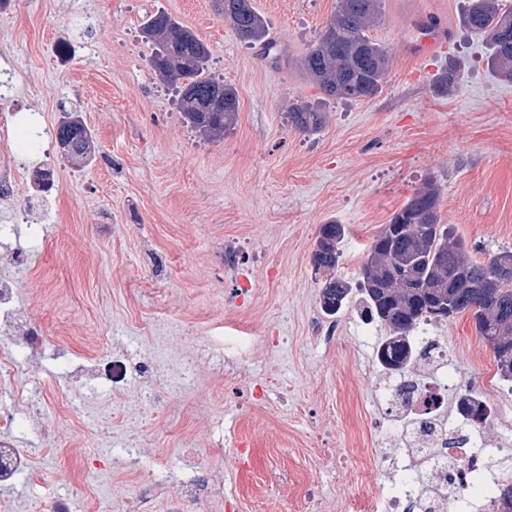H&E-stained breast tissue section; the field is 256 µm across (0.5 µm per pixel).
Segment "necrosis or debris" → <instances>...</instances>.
<instances>
[{
	"label": "necrosis or debris",
	"instance_id": "1",
	"mask_svg": "<svg viewBox=\"0 0 512 512\" xmlns=\"http://www.w3.org/2000/svg\"><path fill=\"white\" fill-rule=\"evenodd\" d=\"M418 343L425 371L385 375L375 391L401 448L391 482L357 498V512H476L475 499H492L504 479L494 468L504 449L487 447L453 398L460 384L448 368L447 346L426 328Z\"/></svg>",
	"mask_w": 512,
	"mask_h": 512
}]
</instances>
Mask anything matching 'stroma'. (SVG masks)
Returning a JSON list of instances; mask_svg holds the SVG:
<instances>
[{
  "mask_svg": "<svg viewBox=\"0 0 512 512\" xmlns=\"http://www.w3.org/2000/svg\"><path fill=\"white\" fill-rule=\"evenodd\" d=\"M400 2L383 0L370 32L392 51L380 92L325 102L298 60L338 0H252L291 49L284 68L260 63L211 0H0V170L12 179L0 286L41 338L32 350L0 337V416L12 421L0 442L26 454L0 483V512H130L140 498L146 512H304L308 488L323 512H350L362 479L383 481L374 462L396 448L373 403L386 329L362 333L355 301L321 311L320 224H344L337 274L356 280L431 177L443 223L481 245L475 260L512 248V83L462 26L463 0H421L453 37L410 57ZM161 10L238 91L223 140L191 131L148 66L141 28ZM451 59L455 89L436 94ZM295 101L322 104L326 126L290 130ZM66 109L92 135L86 159L50 135ZM438 334L466 387L499 385L469 314ZM275 468L288 481L271 485Z\"/></svg>",
  "mask_w": 512,
  "mask_h": 512,
  "instance_id": "1",
  "label": "stroma"
}]
</instances>
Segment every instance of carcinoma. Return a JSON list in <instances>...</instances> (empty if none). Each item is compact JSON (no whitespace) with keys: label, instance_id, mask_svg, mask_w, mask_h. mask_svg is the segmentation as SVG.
<instances>
[{"label":"carcinoma","instance_id":"1","mask_svg":"<svg viewBox=\"0 0 512 512\" xmlns=\"http://www.w3.org/2000/svg\"><path fill=\"white\" fill-rule=\"evenodd\" d=\"M381 3L339 0L317 40L308 45L299 67L324 98L359 101L381 90L391 53L369 35L380 19ZM212 7L247 47L272 44L267 23L252 0H212ZM462 24L486 38L492 50L491 69L498 79L512 82V6L504 0H465ZM141 32L152 45L150 68L175 92L183 122L206 140L223 139L235 124L239 100L224 77L211 73L206 43L163 11L149 16ZM457 79V63L450 61L434 89L448 94ZM285 118L290 129L310 135L325 126L328 113L296 101L288 104ZM54 133L61 142L89 130L80 116L67 111ZM440 198L433 180L417 189L374 238L354 282L336 275L345 226L334 220L320 225L311 254L313 270L323 278L320 308L335 316L354 294L362 295L364 314L389 331L377 351L379 364L402 373L421 359L413 341L420 323H442L468 312L480 336L502 337L493 354L500 378L510 381L512 248L490 251L483 262L472 260L468 244L442 223ZM492 512H512V480L499 484Z\"/></svg>","mask_w":512,"mask_h":512}]
</instances>
